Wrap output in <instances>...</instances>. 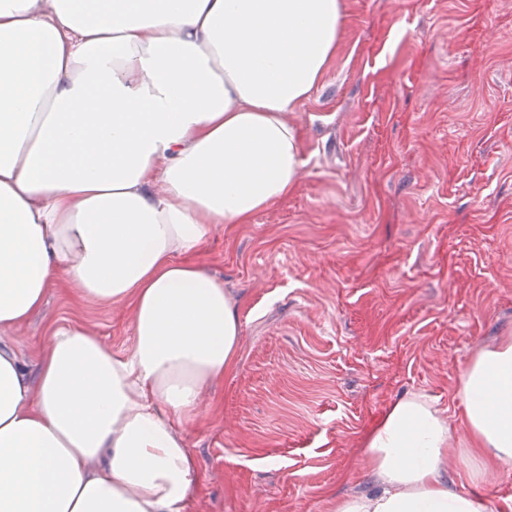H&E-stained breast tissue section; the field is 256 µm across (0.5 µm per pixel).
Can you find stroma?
Listing matches in <instances>:
<instances>
[{"label": "stroma", "instance_id": "1", "mask_svg": "<svg viewBox=\"0 0 512 512\" xmlns=\"http://www.w3.org/2000/svg\"><path fill=\"white\" fill-rule=\"evenodd\" d=\"M340 2L336 54L290 115L295 187L196 257L240 336L181 428L189 512H333L373 491L362 440L392 401L458 420L469 361L512 336V0ZM61 319L133 347L129 307L73 286L0 345L35 376Z\"/></svg>", "mask_w": 512, "mask_h": 512}]
</instances>
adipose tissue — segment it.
Instances as JSON below:
<instances>
[{
	"label": "adipose tissue",
	"instance_id": "obj_1",
	"mask_svg": "<svg viewBox=\"0 0 512 512\" xmlns=\"http://www.w3.org/2000/svg\"><path fill=\"white\" fill-rule=\"evenodd\" d=\"M339 0H0V332L76 285L133 314L126 353L52 326L36 381L0 352V512H188L179 430L240 324L193 256L294 187L288 115L336 52ZM470 458L512 463V337L460 379ZM453 424L395 400L363 440L378 489L334 512H487L441 473Z\"/></svg>",
	"mask_w": 512,
	"mask_h": 512
}]
</instances>
